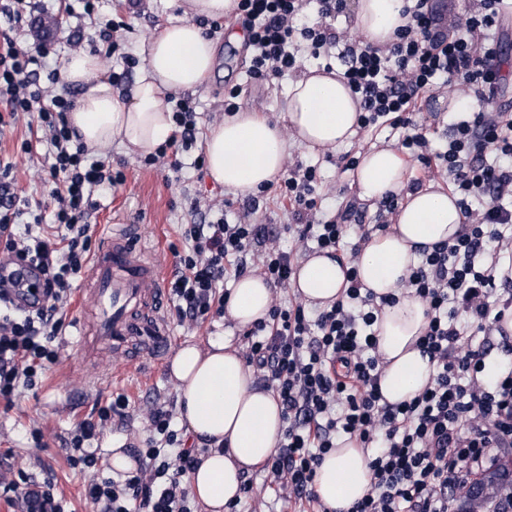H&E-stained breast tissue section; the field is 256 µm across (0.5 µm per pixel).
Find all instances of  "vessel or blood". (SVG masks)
<instances>
[{
  "instance_id": "b4317fda",
  "label": "vessel or blood",
  "mask_w": 512,
  "mask_h": 512,
  "mask_svg": "<svg viewBox=\"0 0 512 512\" xmlns=\"http://www.w3.org/2000/svg\"><path fill=\"white\" fill-rule=\"evenodd\" d=\"M101 245L86 277L96 298L90 328L95 343L135 346V364L164 362L175 345L165 313L161 265L148 257L137 225L100 229Z\"/></svg>"
}]
</instances>
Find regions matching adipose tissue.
Segmentation results:
<instances>
[{
  "instance_id": "ef3b65f1",
  "label": "adipose tissue",
  "mask_w": 512,
  "mask_h": 512,
  "mask_svg": "<svg viewBox=\"0 0 512 512\" xmlns=\"http://www.w3.org/2000/svg\"><path fill=\"white\" fill-rule=\"evenodd\" d=\"M235 6V0H184L183 18L143 46V70L126 97L113 94L98 58L83 50L70 53L63 61V77L80 86L82 94L69 121L84 144L103 153L117 141L142 156L164 144L173 130L166 93L198 87L214 68V45L197 18L221 19ZM404 6L405 0H357L356 32L372 43L390 42L404 23ZM284 112L283 130L251 111L213 125L205 143L213 180L250 193L283 172L288 141L321 151L349 142L357 131L358 102L336 70L307 68L289 84ZM407 172L402 154L382 147L367 152L352 173L362 201H379L389 193L403 198L390 230L373 234L355 261L365 287L401 297L375 326L384 362L381 391L391 403L411 400L430 380L428 360L417 346L426 327L425 306L406 295L405 279L422 248L448 241L463 224L454 196L431 186L408 190ZM345 270L339 259L312 255L299 266L295 287L306 304L330 307L342 295ZM271 305L270 286L263 277L249 275L234 282L225 315L238 328H248L267 318ZM170 371L188 432L207 448L188 476L192 492L208 512H226L240 498L246 474L278 449L284 429L280 405L257 384L241 349L228 336L209 339L204 346L185 343L174 354ZM315 485L331 512H347L370 492L368 465L356 440H337L317 469Z\"/></svg>"
}]
</instances>
